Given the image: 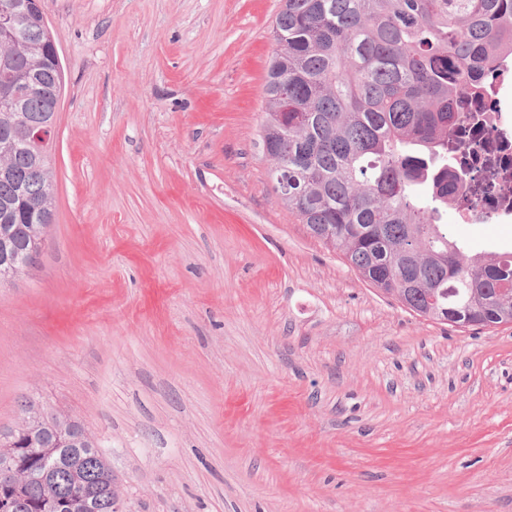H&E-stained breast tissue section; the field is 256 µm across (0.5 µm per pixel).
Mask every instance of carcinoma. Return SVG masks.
<instances>
[{
	"mask_svg": "<svg viewBox=\"0 0 512 512\" xmlns=\"http://www.w3.org/2000/svg\"><path fill=\"white\" fill-rule=\"evenodd\" d=\"M277 45L264 84L262 143L280 200L324 245L337 249L368 283L441 324L512 322V251L470 254L436 223L448 206V137L460 105L484 91L488 71L512 56V0H283L272 28ZM21 49L0 56V82L21 91L0 106V206H21L0 222V254L26 260L52 223L55 175L25 149L22 130L44 119L64 86L49 60L46 32L29 14ZM27 449V473L0 493V512H112V466L82 422L51 413L0 434V464ZM94 475L99 494L73 489Z\"/></svg>",
	"mask_w": 512,
	"mask_h": 512,
	"instance_id": "cac0c4a2",
	"label": "carcinoma"
}]
</instances>
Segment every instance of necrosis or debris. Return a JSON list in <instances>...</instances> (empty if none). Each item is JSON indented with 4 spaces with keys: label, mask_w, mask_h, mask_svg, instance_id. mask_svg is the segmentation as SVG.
<instances>
[{
    "label": "necrosis or debris",
    "mask_w": 512,
    "mask_h": 512,
    "mask_svg": "<svg viewBox=\"0 0 512 512\" xmlns=\"http://www.w3.org/2000/svg\"><path fill=\"white\" fill-rule=\"evenodd\" d=\"M504 73L489 78V91L451 136L463 184L451 210L466 224L512 223V121L501 104Z\"/></svg>",
    "instance_id": "4bbe7bcc"
}]
</instances>
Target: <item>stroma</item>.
Returning a JSON list of instances; mask_svg holds the SVG:
<instances>
[{"label":"stroma","mask_w":512,"mask_h":512,"mask_svg":"<svg viewBox=\"0 0 512 512\" xmlns=\"http://www.w3.org/2000/svg\"><path fill=\"white\" fill-rule=\"evenodd\" d=\"M281 3L43 0L54 222L0 285V428L24 397L78 417L121 512H512V324L417 316L276 196Z\"/></svg>","instance_id":"stroma-1"}]
</instances>
